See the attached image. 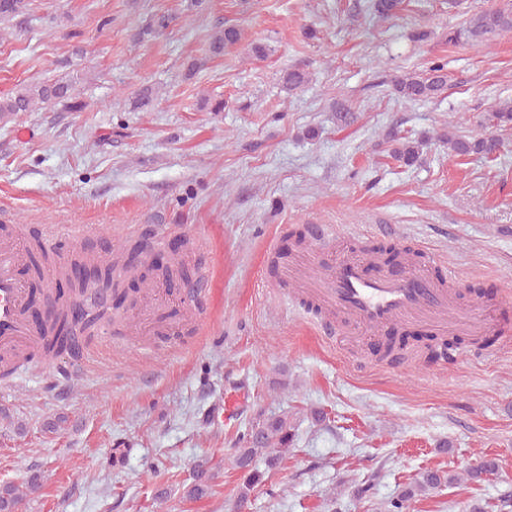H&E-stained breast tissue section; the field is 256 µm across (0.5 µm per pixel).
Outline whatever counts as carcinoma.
Returning <instances> with one entry per match:
<instances>
[{"label":"carcinoma","mask_w":512,"mask_h":512,"mask_svg":"<svg viewBox=\"0 0 512 512\" xmlns=\"http://www.w3.org/2000/svg\"><path fill=\"white\" fill-rule=\"evenodd\" d=\"M400 0H369L367 11L369 14L387 18L393 15ZM27 9L26 0H0V25L9 23L24 14ZM512 32V7H501L492 4L466 19L459 27L448 31V43H471L485 45L487 42L503 33ZM241 40V31L234 25L216 30L210 35L208 52L212 57L224 55L226 49L236 45ZM282 88L289 94L296 92L306 83V74L299 69H289L280 76ZM448 73L445 65L433 64L424 77L403 76L394 81L399 95L411 102L423 101L434 97L446 89ZM157 96L153 89L142 87L129 98V109L148 111L155 106ZM43 105L60 106L68 112H81L85 104L76 92L72 81L59 78L54 80L33 79L14 94L0 99V121H8L23 112H33ZM448 145L457 156L480 154L493 159L500 154L503 147L502 140L496 135H486L476 139L450 138ZM421 143L407 140L402 147L394 150L396 158L407 166H412L420 160ZM127 249L122 246L110 247L107 254L110 260L89 258L82 260L75 258L65 267L61 268L59 275L52 281L45 282V296L50 298L57 295L61 286L69 288L72 300L84 301L87 293L99 294L110 290L114 293L126 294V290L119 289L114 274L116 263L126 255ZM29 270L33 271L37 281L44 282L42 268L48 262L46 254L39 244L35 243L29 249ZM95 265L97 277L95 281L75 282L71 279L70 270L73 266L85 263ZM190 275L189 264L180 255L172 258L162 271L164 280L172 282ZM105 317V312L94 310L92 320L81 327L69 323L65 309H60L54 316L42 323L44 328L43 344L38 357L43 360H55L63 354L72 352L70 340L75 332L89 334ZM296 438L295 427L288 419V415L264 416L258 414L249 423L248 429L239 435L237 440L236 466L242 473V483L239 487L235 501L236 510L244 508L249 500L251 490L263 479V473L255 465V457L266 455V465L272 468L279 464L283 455L293 445ZM497 465L491 460L482 462L470 469L467 476L470 481L478 483L495 474ZM211 474L204 465H197L191 487L187 491L188 498L197 500L208 494ZM455 481V476L439 471H428L416 482L415 489L405 492L401 497L391 501L388 512H406L407 502L414 496V491H434ZM20 496L17 488L11 483L0 484V512H13L19 504Z\"/></svg>","instance_id":"1"}]
</instances>
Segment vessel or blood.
Instances as JSON below:
<instances>
[{
  "mask_svg": "<svg viewBox=\"0 0 512 512\" xmlns=\"http://www.w3.org/2000/svg\"><path fill=\"white\" fill-rule=\"evenodd\" d=\"M25 250L16 238L0 240V364H16L36 350L40 330L26 318L27 290L19 274ZM434 258L421 253L395 270H375L357 250L323 255L312 288L305 291L311 311L337 318L370 338L395 323H423L438 333L486 336L492 323L484 302H461L455 276L437 279L428 272Z\"/></svg>",
  "mask_w": 512,
  "mask_h": 512,
  "instance_id": "obj_1",
  "label": "vessel or blood"
}]
</instances>
